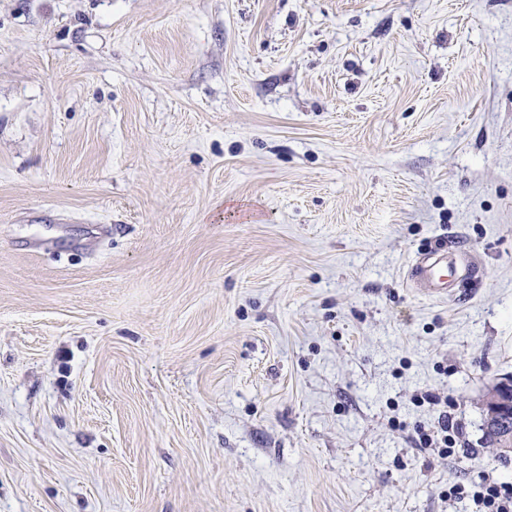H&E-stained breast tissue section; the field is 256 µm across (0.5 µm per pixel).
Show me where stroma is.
I'll list each match as a JSON object with an SVG mask.
<instances>
[{"mask_svg":"<svg viewBox=\"0 0 512 512\" xmlns=\"http://www.w3.org/2000/svg\"><path fill=\"white\" fill-rule=\"evenodd\" d=\"M510 374L512 0H0V512H464ZM450 252L446 244H439L418 256L408 270V281L421 294L443 298L449 292L448 262ZM443 417L444 420L438 421V426L420 427L415 430L413 440L416 448H434L442 457H450L455 453V439L449 432L448 415Z\"/></svg>","mask_w":512,"mask_h":512,"instance_id":"stroma-1","label":"stroma"}]
</instances>
